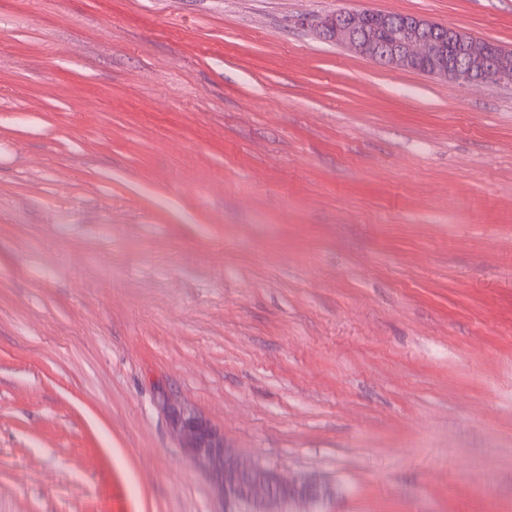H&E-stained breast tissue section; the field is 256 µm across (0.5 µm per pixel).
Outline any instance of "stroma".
<instances>
[{"label": "stroma", "mask_w": 512, "mask_h": 512, "mask_svg": "<svg viewBox=\"0 0 512 512\" xmlns=\"http://www.w3.org/2000/svg\"><path fill=\"white\" fill-rule=\"evenodd\" d=\"M512 0H0V512H512V84L322 35ZM181 424L179 430L185 441L214 465L217 491L228 506L247 503L255 506L256 512H274L270 506L283 499H313L316 488L310 482L287 483L274 470L234 456L195 420L184 419Z\"/></svg>", "instance_id": "stroma-1"}]
</instances>
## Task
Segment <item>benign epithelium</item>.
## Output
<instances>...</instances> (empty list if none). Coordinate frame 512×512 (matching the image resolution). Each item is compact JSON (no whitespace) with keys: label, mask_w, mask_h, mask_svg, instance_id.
<instances>
[{"label":"benign epithelium","mask_w":512,"mask_h":512,"mask_svg":"<svg viewBox=\"0 0 512 512\" xmlns=\"http://www.w3.org/2000/svg\"><path fill=\"white\" fill-rule=\"evenodd\" d=\"M388 34L383 41L368 27ZM324 35L349 50L393 69L426 68L428 74L462 84L512 83V52L468 34L455 25L437 24L417 15L398 17L375 11H338L320 22ZM179 430L193 450L215 468L217 491L229 505L247 503L256 512L286 498L311 499L316 488L308 481L287 483L272 470L234 456L193 419Z\"/></svg>","instance_id":"obj_1"}]
</instances>
